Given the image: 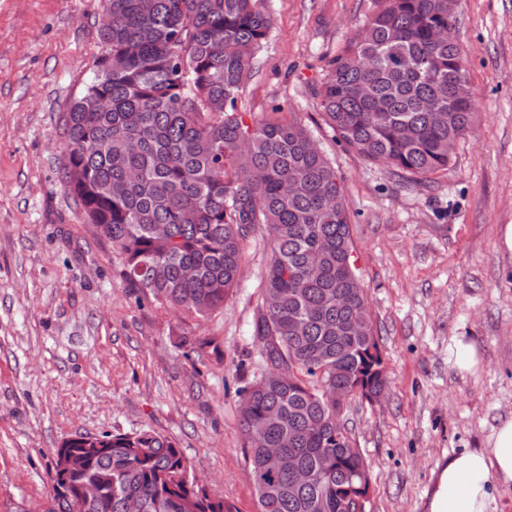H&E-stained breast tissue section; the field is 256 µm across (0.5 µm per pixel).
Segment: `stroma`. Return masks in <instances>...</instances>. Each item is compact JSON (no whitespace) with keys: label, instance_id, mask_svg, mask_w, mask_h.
<instances>
[{"label":"stroma","instance_id":"stroma-1","mask_svg":"<svg viewBox=\"0 0 512 512\" xmlns=\"http://www.w3.org/2000/svg\"><path fill=\"white\" fill-rule=\"evenodd\" d=\"M103 0H0V512H36L77 435L151 430L233 512H258L236 390L267 253L245 243L237 292L192 319L139 299L62 177L64 119L106 47ZM375 0H265L272 26L238 106L298 115L346 182L350 233L388 387L342 422L371 465L365 512H426L438 462L489 448L512 417V0H457L480 121L414 183L347 149L315 90ZM189 344H182V337ZM482 364L454 366L455 337Z\"/></svg>","mask_w":512,"mask_h":512}]
</instances>
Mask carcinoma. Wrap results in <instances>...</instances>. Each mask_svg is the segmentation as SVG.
Wrapping results in <instances>:
<instances>
[{
	"instance_id": "obj_1",
	"label": "carcinoma",
	"mask_w": 512,
	"mask_h": 512,
	"mask_svg": "<svg viewBox=\"0 0 512 512\" xmlns=\"http://www.w3.org/2000/svg\"><path fill=\"white\" fill-rule=\"evenodd\" d=\"M362 32L317 90L326 124L364 159L409 178L448 168L476 123L459 44L434 37L458 22L457 0H376ZM265 0H105L100 58L66 119L64 183L88 223L118 250L124 281L160 305L205 317L237 288L243 243L266 234L262 301L252 323L260 375L244 383L243 438L261 432L307 472L298 489L247 447L258 512H346L339 488L369 464L339 407L386 386L371 317L352 268L342 175L293 113L249 125L238 97L267 37ZM106 107L95 106L100 100ZM102 487L83 512H232L187 483L188 461L149 430L75 440ZM331 471L316 472L325 462Z\"/></svg>"
}]
</instances>
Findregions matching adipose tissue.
<instances>
[{
  "mask_svg": "<svg viewBox=\"0 0 512 512\" xmlns=\"http://www.w3.org/2000/svg\"><path fill=\"white\" fill-rule=\"evenodd\" d=\"M498 483H512V418L498 425L491 449L467 448L438 465L428 512H491Z\"/></svg>",
  "mask_w": 512,
  "mask_h": 512,
  "instance_id": "adipose-tissue-1",
  "label": "adipose tissue"
}]
</instances>
